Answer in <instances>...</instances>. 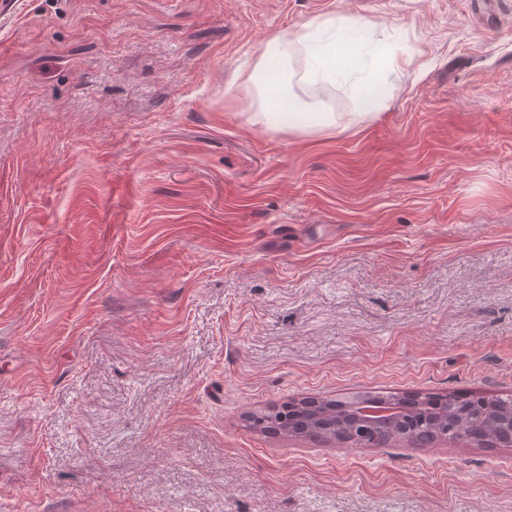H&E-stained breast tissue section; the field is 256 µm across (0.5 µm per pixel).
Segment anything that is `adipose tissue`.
<instances>
[{
    "mask_svg": "<svg viewBox=\"0 0 512 512\" xmlns=\"http://www.w3.org/2000/svg\"><path fill=\"white\" fill-rule=\"evenodd\" d=\"M368 28L365 21L328 14L306 22L301 29L289 36L270 42L261 54L256 69L264 75L257 92L261 105L249 116L251 124L268 125L272 115L271 107H278V117L290 129L309 133L313 131L336 130V115L326 107H299L297 102L286 99L284 87L293 76L292 55H299L303 61L305 82L327 88L336 82V62L344 60L347 67H354L360 55L357 43H349L344 54L336 52V36L342 32L364 34Z\"/></svg>",
    "mask_w": 512,
    "mask_h": 512,
    "instance_id": "obj_1",
    "label": "adipose tissue"
}]
</instances>
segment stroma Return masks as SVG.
<instances>
[{"mask_svg": "<svg viewBox=\"0 0 512 512\" xmlns=\"http://www.w3.org/2000/svg\"><path fill=\"white\" fill-rule=\"evenodd\" d=\"M499 9L489 31L470 0H20L0 21V512H512V447L247 422L512 395ZM328 13L396 56L388 108L251 127L266 43Z\"/></svg>", "mask_w": 512, "mask_h": 512, "instance_id": "35a3bbf8", "label": "stroma"}]
</instances>
